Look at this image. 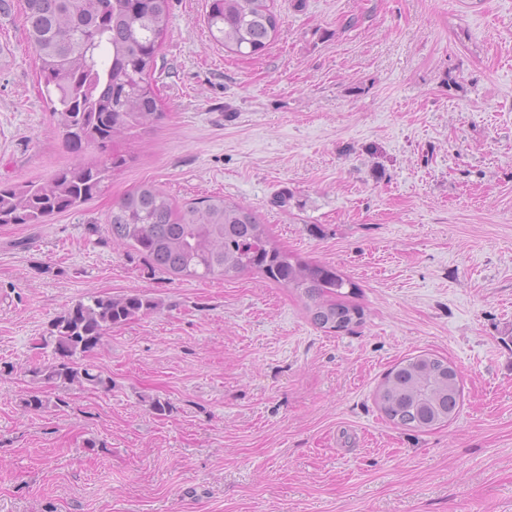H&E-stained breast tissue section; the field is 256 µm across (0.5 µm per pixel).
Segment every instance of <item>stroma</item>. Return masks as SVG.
<instances>
[{
	"instance_id": "stroma-1",
	"label": "stroma",
	"mask_w": 512,
	"mask_h": 512,
	"mask_svg": "<svg viewBox=\"0 0 512 512\" xmlns=\"http://www.w3.org/2000/svg\"><path fill=\"white\" fill-rule=\"evenodd\" d=\"M274 7L275 40L244 57L212 39L205 0H172L161 123L78 209L0 224V512H512V0ZM37 65L14 5L2 182L74 159ZM145 182L252 207L285 249L359 284L364 324L326 334L257 273L153 271L107 227ZM131 293L159 307L88 357L111 387L32 376L54 319ZM422 351L457 367L460 409L402 431L373 391Z\"/></svg>"
}]
</instances>
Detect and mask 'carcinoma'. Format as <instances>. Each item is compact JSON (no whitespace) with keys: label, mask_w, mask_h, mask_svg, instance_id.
<instances>
[{"label":"carcinoma","mask_w":512,"mask_h":512,"mask_svg":"<svg viewBox=\"0 0 512 512\" xmlns=\"http://www.w3.org/2000/svg\"><path fill=\"white\" fill-rule=\"evenodd\" d=\"M24 19L57 138L77 157L37 181H1L0 224H46L96 197L131 160L120 143L163 118L153 77L170 0H24ZM206 21L224 50L241 56L263 52L278 32L273 0H207ZM108 228L113 241L154 271L191 279L256 272L296 291L309 321L325 332L338 321L345 331L363 324L365 310L352 301L355 283L283 249L253 209L222 195L179 206L143 183L112 205ZM158 306L137 293L78 301L42 337L55 361L36 376L55 385L107 387L84 357L109 329ZM460 401L458 370L429 352L398 362L374 391L382 417L404 431L447 424Z\"/></svg>","instance_id":"cac0c4a2"}]
</instances>
